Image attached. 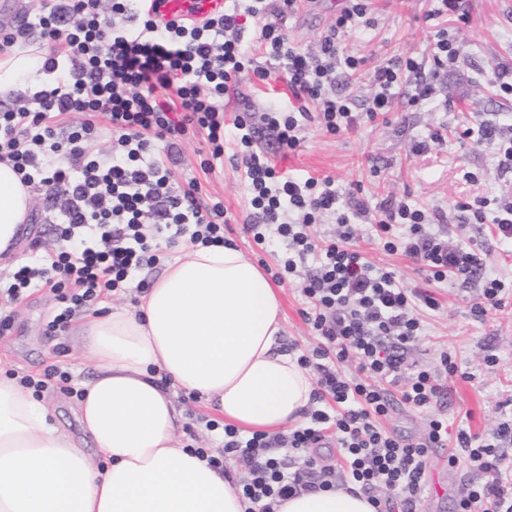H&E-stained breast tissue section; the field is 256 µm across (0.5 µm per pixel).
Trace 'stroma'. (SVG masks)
Listing matches in <instances>:
<instances>
[{
	"label": "stroma",
	"instance_id": "obj_1",
	"mask_svg": "<svg viewBox=\"0 0 512 512\" xmlns=\"http://www.w3.org/2000/svg\"><path fill=\"white\" fill-rule=\"evenodd\" d=\"M342 6V0H303L302 7L288 17L286 29L291 41L306 51H315L321 35ZM430 0H371L372 24L346 34L343 44L349 54L361 60L355 75H335L338 94L350 97L356 110H363L372 93L374 70L390 60L413 54L425 65L421 77L435 93L418 107L395 100L390 112L375 120H361L353 130L333 136L315 121L304 124L300 147L281 153L265 129L255 134L257 149L273 157L282 172L316 178H332L340 188L360 185L369 205L396 199L425 209L430 229L450 243L479 248L489 271L503 280H512V252L500 245L488 225L466 221L458 204L501 194L502 174L495 141L476 144L464 137L465 129L490 127L497 138L512 137V96L503 94L486 81L491 71L512 82V0H465L466 16L429 18ZM447 29L459 54L457 63L436 68L432 44L439 29ZM288 85L284 75L272 72L267 81L243 74L224 102L227 115L261 113L273 103H287ZM209 156L205 131H190L181 145L180 160L172 168L175 186L197 180L200 202H223L231 218L225 236L253 261L276 265L284 253L277 234H269L265 246H258L240 230L239 218L249 206L244 167L232 155L215 161L212 169H202ZM33 205L21 237L14 264L33 260L52 243L50 224L53 212L47 208L45 191L33 186ZM358 244L370 262L393 270L397 279L414 287L425 276L418 266L400 254H389L372 240L365 223L357 225ZM303 277L278 287L283 330L282 351L294 356L318 343L302 316L307 303L301 292ZM440 307L422 312V336L409 347L410 363L432 371L440 367L441 352H448L460 369L449 379L436 414L447 418L450 428L466 424L471 432L483 433L512 417V296L502 309L476 315L472 306L480 292L477 281H445L431 286ZM57 304L46 290L36 287L19 306L8 335L0 337V370L19 374L43 372L52 364L69 371L76 387H83L93 374V363L79 344L75 328L62 337L48 335L47 323ZM68 348L66 356L55 353L57 344ZM496 363L486 364V355ZM182 411L176 442L186 445L197 439L199 447L217 448L221 431L208 430L206 421L215 412L197 398L176 390ZM479 476L467 468H444L439 475L441 495L425 493L417 512H456L459 497Z\"/></svg>",
	"mask_w": 512,
	"mask_h": 512
}]
</instances>
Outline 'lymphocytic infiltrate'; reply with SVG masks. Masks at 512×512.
<instances>
[{"instance_id": "lymphocytic-infiltrate-1", "label": "lymphocytic infiltrate", "mask_w": 512, "mask_h": 512, "mask_svg": "<svg viewBox=\"0 0 512 512\" xmlns=\"http://www.w3.org/2000/svg\"><path fill=\"white\" fill-rule=\"evenodd\" d=\"M137 2L112 0L106 13L101 0H45L37 23L0 34V49L36 31L57 44L39 62L53 82L34 94L35 108L0 110V161L11 163L23 184L45 186L49 201L60 205L53 245L0 281V335L9 331L30 288L48 290L59 304L47 324L53 334L139 281L158 261V237L171 244H224L223 203L201 205L194 180L175 188L168 162L192 128L206 131L212 158L223 156L225 97L242 73L269 76L249 46L285 73L296 100L291 107L271 105L261 115L283 152L300 147L303 120L316 119L335 136L354 129L360 118L390 111L395 96L414 107L433 93L419 77L418 59L409 55L375 69L365 112L336 94L337 67L354 72L360 64L345 53L340 36L370 25L368 0H344L314 52L295 46L285 28L299 0H280L274 8L267 0H231L223 16L165 25L139 12ZM308 101L316 104V114L306 111ZM74 113L82 114V122L61 129L60 119ZM103 123L112 133V155L101 162L87 148ZM255 124L243 114L233 121L234 149L250 193L243 229L261 245L268 228H275L285 245L272 273L276 282H285L300 264L311 265L303 316L319 344L298 362L316 376L317 407L307 425L286 435L246 437L207 421L208 430L223 431L221 447L193 445L190 453L217 469L229 458L242 462L246 474L239 485L258 512H275L291 495L333 489L341 480L368 495L375 512H416L427 488L430 453L444 448L449 465L474 466L484 476L460 497L457 512H512V459L502 452L512 442V419L481 436L464 427L449 436L447 420L432 409L444 396L443 378L455 376L457 364L445 352L437 372L407 363L409 346L421 336L418 311L440 303L431 291L406 287L393 271L367 261L354 244L352 221L364 219L383 251L420 263L427 282L478 280L477 315L502 307L504 281L487 275L485 260L473 248L449 245L431 232L416 206L388 199L372 208L358 191H341L330 178L282 175L255 148ZM156 140L165 144L164 157L151 152ZM58 155L68 156L70 165L54 164ZM325 215L338 226L327 240L310 232ZM349 365L355 376L346 374ZM399 404L428 412L420 440L384 428L383 419ZM329 437L338 457L323 464L310 451ZM284 448L296 464L282 459Z\"/></svg>"}]
</instances>
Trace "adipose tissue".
I'll return each instance as SVG.
<instances>
[{"label":"adipose tissue","mask_w":512,"mask_h":512,"mask_svg":"<svg viewBox=\"0 0 512 512\" xmlns=\"http://www.w3.org/2000/svg\"><path fill=\"white\" fill-rule=\"evenodd\" d=\"M32 202L0 162V253ZM281 304L259 266L230 245H196L169 262L137 311L89 318L82 343L95 375L76 416L94 450L51 408L0 376V512H249L234 480L176 446L171 392L198 395L225 424L275 431L299 423L314 384L280 352ZM101 457L94 465L93 457ZM279 512H374L362 492L306 491Z\"/></svg>","instance_id":"adipose-tissue-1"}]
</instances>
